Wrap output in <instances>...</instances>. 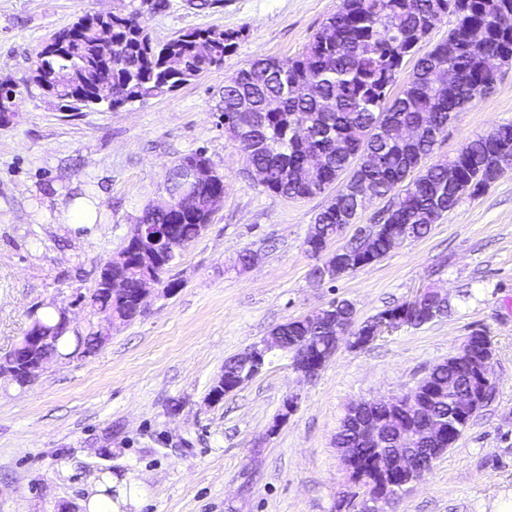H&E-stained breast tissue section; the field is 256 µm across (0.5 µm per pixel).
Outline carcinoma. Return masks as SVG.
<instances>
[{
	"mask_svg": "<svg viewBox=\"0 0 512 512\" xmlns=\"http://www.w3.org/2000/svg\"><path fill=\"white\" fill-rule=\"evenodd\" d=\"M168 0H128L108 13H86L63 32L71 34L69 45L36 55L30 81L48 89L69 112L96 110L92 97L101 78L99 60L104 53L100 28L112 27V107L142 102L173 92L202 73L224 64L234 51L239 33L219 29H188L165 42L154 41L143 18L167 7ZM443 9L457 16L448 38L419 57L404 88L394 97L388 91L406 60L432 32L426 27L431 0H340L327 26L336 30L328 41L318 32L305 51L286 62L268 57L257 59L224 83L222 96L224 132L238 143L247 165L266 172L264 187L285 198H308L322 194L343 179L336 196L317 213L306 240L330 238L338 224H353L366 201L356 193L365 179L381 197L395 189L401 196L387 209L381 223L364 239L369 263L379 261L392 249V231L408 240L424 237L443 213L452 210L463 196H475L496 180L500 166H512V123L465 141L446 161L427 163L433 153L431 140H411V127H424L426 134L448 131V117L482 95L488 83L484 57L494 50L512 51V0H438ZM487 30L482 44L468 40V29ZM457 44L454 66L459 81L445 90L430 84L435 68L448 62V43ZM322 156V167L311 182L293 178L309 151ZM383 152L381 165L367 166L373 152ZM459 172L458 183L448 190V165ZM224 192L217 178L196 187L170 214L150 206L139 221L169 224L174 240L185 245L195 240L211 223V200ZM139 251L126 268L112 276L134 282L140 268L152 263L159 273L168 271L165 258L151 252L150 245L132 244ZM94 313H111L132 319L136 300H108L100 283L91 295ZM448 305L434 304L431 312L409 317L421 327L440 318ZM308 330L299 318L290 319L274 331L288 345L300 336L327 349V326ZM27 341L56 355L97 352L100 340L92 331L78 338L60 320L48 313L32 319ZM473 386L467 370L446 362L437 364L424 395L421 414L374 412L387 431L406 429L429 420L435 425L457 421L456 397ZM336 446L352 448L349 468L361 486L373 496L386 493L377 474L376 446L355 442L349 431L336 433Z\"/></svg>",
	"mask_w": 512,
	"mask_h": 512,
	"instance_id": "cac0c4a2",
	"label": "carcinoma"
}]
</instances>
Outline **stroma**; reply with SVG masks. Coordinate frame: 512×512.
<instances>
[{
	"mask_svg": "<svg viewBox=\"0 0 512 512\" xmlns=\"http://www.w3.org/2000/svg\"><path fill=\"white\" fill-rule=\"evenodd\" d=\"M339 0H218L198 9L169 0L147 17L151 36L187 28L238 31L234 52L176 91L117 109L67 112L30 83L41 45L87 12L119 0H0V82L17 86L0 122V356L33 310L64 308L87 332L100 264L120 252L143 208L163 195L168 170L200 151L224 177L212 221L180 250L154 299L114 328L92 356L50 363L31 385L0 378V512H84L114 477L138 487L123 512H336L357 493L335 437L353 402L409 391L472 332L495 350L494 393L454 447L393 506L394 512H507L512 507V170L463 197L422 239L335 282L311 276L304 239L330 193L285 198L266 190L219 110L226 79L258 58H294ZM512 122V66L457 114L433 159ZM99 200L100 223H62V208ZM254 265L236 264L243 250ZM446 290L448 312L354 349L341 344L313 380L285 357L217 402L224 363L289 319L335 300L357 322ZM296 410L273 422L288 395Z\"/></svg>",
	"mask_w": 512,
	"mask_h": 512,
	"instance_id": "35a3bbf8",
	"label": "stroma"
}]
</instances>
